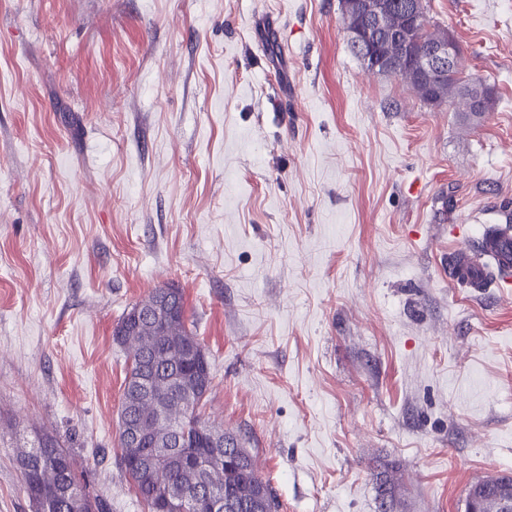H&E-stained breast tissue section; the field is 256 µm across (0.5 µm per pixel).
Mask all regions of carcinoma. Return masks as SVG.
<instances>
[{
	"instance_id": "1",
	"label": "carcinoma",
	"mask_w": 512,
	"mask_h": 512,
	"mask_svg": "<svg viewBox=\"0 0 512 512\" xmlns=\"http://www.w3.org/2000/svg\"><path fill=\"white\" fill-rule=\"evenodd\" d=\"M164 297L178 314L176 322L155 329L139 325L135 321L137 305L116 323L127 327L130 335L124 338L128 356L140 358L139 370L128 372L120 399V412L126 424L135 425L140 406L159 413L151 435L142 439L141 451L145 466L140 473L122 470L133 484L147 512H193V503L205 493L192 470L175 460V448H162L159 442L179 427L194 433V425L206 428L200 406L206 401L213 387L211 363L201 361L197 365L198 383L186 391L170 383L171 371L181 367L184 354L181 344L187 338L198 340L188 327L186 302L183 290L173 286L154 289L147 299ZM152 373L150 388L138 380L141 370ZM242 451V465L230 475L224 462L216 461L209 468L210 491L216 497L232 496L237 502L236 512H278L280 503L270 483L259 474L253 456L245 448V438L230 434ZM25 492L33 512H104L105 505L87 490L80 479L71 453L60 446L50 432L38 430L30 446L20 451L16 458Z\"/></svg>"
}]
</instances>
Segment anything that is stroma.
<instances>
[{
	"label": "stroma",
	"mask_w": 512,
	"mask_h": 512,
	"mask_svg": "<svg viewBox=\"0 0 512 512\" xmlns=\"http://www.w3.org/2000/svg\"><path fill=\"white\" fill-rule=\"evenodd\" d=\"M489 112L428 105L351 53L339 0H0V512L48 428L106 512L117 321L185 295L203 409L279 512H464L512 473V288L448 251L512 211V0H424Z\"/></svg>",
	"instance_id": "1"
}]
</instances>
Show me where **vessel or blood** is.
Segmentation results:
<instances>
[{
  "label": "vessel or blood",
  "mask_w": 512,
  "mask_h": 512,
  "mask_svg": "<svg viewBox=\"0 0 512 512\" xmlns=\"http://www.w3.org/2000/svg\"><path fill=\"white\" fill-rule=\"evenodd\" d=\"M512 273V231L500 238L483 240L481 250L456 247L448 254L451 281L480 293L490 285V272Z\"/></svg>",
  "instance_id": "1"
}]
</instances>
